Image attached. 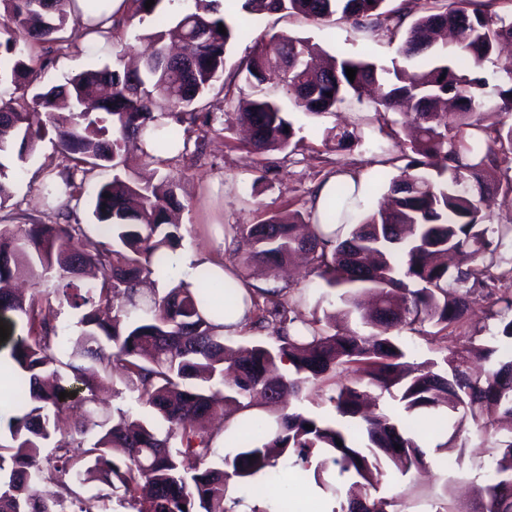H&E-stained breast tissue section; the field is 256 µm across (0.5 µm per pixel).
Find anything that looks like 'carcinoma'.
<instances>
[{
	"instance_id": "1",
	"label": "carcinoma",
	"mask_w": 512,
	"mask_h": 512,
	"mask_svg": "<svg viewBox=\"0 0 512 512\" xmlns=\"http://www.w3.org/2000/svg\"><path fill=\"white\" fill-rule=\"evenodd\" d=\"M165 1L176 2L154 0L147 9L146 0H125L130 16L160 25L143 36V71L106 65L40 91L44 65L35 45L64 44L70 26L119 42V29L84 25L76 0H0V86L35 89L29 100L0 96V210L12 198L7 171L23 167L48 128L60 156L46 166L43 184L56 220L0 224V320L10 359L0 377L11 408L10 440L0 442V512H91L95 496L83 493L92 482L110 487L129 512H297L287 491L263 506L235 495L240 484L276 477L281 460L333 501L331 512H354L358 498L362 512H396L380 485L390 470L404 477L426 464L413 422L430 414L448 420L450 434L435 446L442 469L450 454L461 460L470 422L494 450L475 486L474 512H512V222L490 224L482 208L490 192H512V179L497 178L501 166L512 168V61L496 71L491 100L489 80L478 74L501 43L512 42V10H496L512 0H243L251 15L344 22L366 37L400 41L389 67L343 57L320 69L308 65L307 40L256 43L236 68L255 88L238 107L251 151L293 145V124L263 88L270 73L317 115L338 112L384 80L383 112L407 108L413 134L402 149L409 163L389 179L388 205L368 203L352 214L342 182L326 214L328 233L322 224L297 233L299 211L234 226L251 247L242 264L274 275L303 257L338 290L341 313L355 326L336 329L316 309L303 313L302 292L257 288L244 298L250 327L231 357L234 338L218 323L224 302L212 292L232 297L231 285L202 270L188 288L173 271L175 178L120 169L130 149L159 167L177 146H199L181 138L180 127L198 120L237 38L220 0H194L170 27L158 14ZM348 67L356 70L352 82ZM157 97L167 111L154 110ZM489 103L509 121L483 125L479 111ZM324 139L344 149L359 135L338 124ZM94 171L107 177L89 193ZM85 197L96 239L78 237L70 223ZM326 238L336 240L330 252ZM19 279L44 295L16 294ZM149 279L167 288L145 292L140 284ZM476 288L501 291L488 315L494 329L439 361H408L404 334H421L426 324L438 335L457 332ZM54 300L79 311L65 341L51 315ZM19 320L24 335L15 334ZM105 382L116 394H137L151 416L119 409L110 421L69 423L59 393L80 392L92 403ZM309 387L331 390L334 416L284 405L287 396L302 401ZM372 394L390 397L399 411H367ZM47 447L53 453L41 455Z\"/></svg>"
}]
</instances>
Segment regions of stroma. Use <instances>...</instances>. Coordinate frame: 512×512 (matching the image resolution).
Segmentation results:
<instances>
[{"label": "stroma", "mask_w": 512, "mask_h": 512, "mask_svg": "<svg viewBox=\"0 0 512 512\" xmlns=\"http://www.w3.org/2000/svg\"><path fill=\"white\" fill-rule=\"evenodd\" d=\"M225 20L235 27L238 38L226 55L224 82L236 98L251 99L254 87L235 72L239 61L250 55L258 39L286 34L311 40L320 49L339 57H362L387 65L397 56L396 44L387 39H368L349 25L316 24L297 16L277 15L255 18L241 7L225 10ZM112 61L111 46L97 51L85 46L52 52L44 74L45 86L58 85L65 78L88 69H98ZM280 103L292 122L297 147L293 153L278 151L256 157L243 143L244 132L237 113L224 111L222 98L209 95L214 119L210 125L189 127L188 138H203V153L187 152L170 166L177 178L176 194L183 208L177 215L180 239L175 253L197 252L220 247L225 262L241 258L244 245L226 239L227 227L255 224L286 211H307L309 197L316 184L341 170H365L371 177L372 198H379L395 170L381 165L383 154L397 156L399 147L379 130L377 105L373 97L351 102L339 115H311L296 107L293 95L280 93ZM362 119L360 143L339 151L326 148V129L336 122ZM53 132H45L34 154L22 168L10 172L14 196L8 208L0 210V224L13 223L19 212L42 216L41 190L44 167L57 159ZM435 454H428L424 470L400 478L385 477L380 493L394 499L408 512H433L440 495H447L459 512H472L471 489L483 483L490 456L485 447L467 448L461 461L448 471H440Z\"/></svg>", "instance_id": "stroma-1"}]
</instances>
